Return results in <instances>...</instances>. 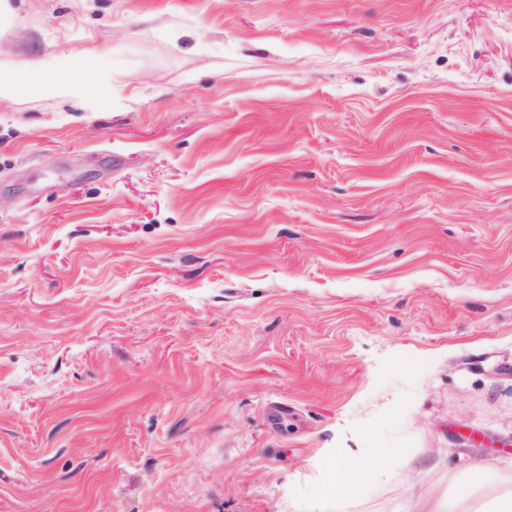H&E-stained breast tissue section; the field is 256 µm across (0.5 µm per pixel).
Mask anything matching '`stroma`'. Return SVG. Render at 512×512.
Masks as SVG:
<instances>
[{"label": "stroma", "instance_id": "obj_1", "mask_svg": "<svg viewBox=\"0 0 512 512\" xmlns=\"http://www.w3.org/2000/svg\"><path fill=\"white\" fill-rule=\"evenodd\" d=\"M6 2L0 61L112 99L0 101V512L512 471V0ZM325 496L324 509L337 508L358 491L361 479L373 469L357 458L351 448H335L323 455L320 465Z\"/></svg>", "mask_w": 512, "mask_h": 512}]
</instances>
